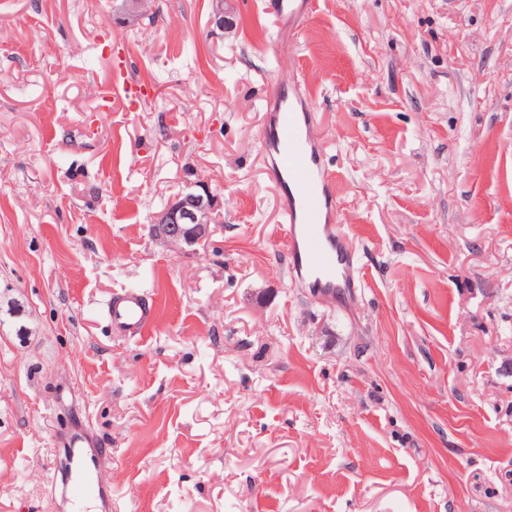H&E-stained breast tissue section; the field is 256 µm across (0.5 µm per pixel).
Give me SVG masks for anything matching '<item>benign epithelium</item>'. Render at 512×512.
Returning a JSON list of instances; mask_svg holds the SVG:
<instances>
[{
    "label": "benign epithelium",
    "instance_id": "benign-epithelium-1",
    "mask_svg": "<svg viewBox=\"0 0 512 512\" xmlns=\"http://www.w3.org/2000/svg\"><path fill=\"white\" fill-rule=\"evenodd\" d=\"M123 9L132 15L153 17L157 13V0H123ZM230 15L231 11L224 8V0H213L210 17L213 31L222 33L231 29ZM217 223L218 200L207 183L198 181L154 216L149 231L170 247L184 250L206 244Z\"/></svg>",
    "mask_w": 512,
    "mask_h": 512
}]
</instances>
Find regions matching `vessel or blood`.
<instances>
[{
	"label": "vessel or blood",
	"instance_id": "obj_1",
	"mask_svg": "<svg viewBox=\"0 0 512 512\" xmlns=\"http://www.w3.org/2000/svg\"><path fill=\"white\" fill-rule=\"evenodd\" d=\"M305 0H264L265 9L296 20ZM296 80L279 82L264 135L266 165L283 195L277 242L287 250L292 278L316 295H336L353 287L347 270L355 258L336 211L335 180L323 168L321 150L311 136L315 114L295 92ZM119 333L143 336L155 322L154 306L141 293L116 297L107 309ZM101 451L71 446L63 452L61 494L66 501L108 500L112 475L101 463Z\"/></svg>",
	"mask_w": 512,
	"mask_h": 512
}]
</instances>
